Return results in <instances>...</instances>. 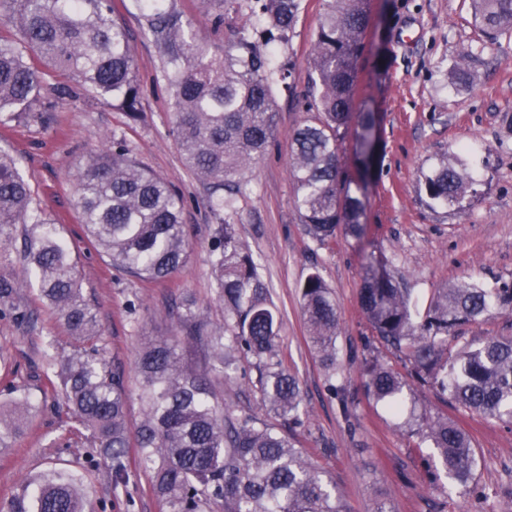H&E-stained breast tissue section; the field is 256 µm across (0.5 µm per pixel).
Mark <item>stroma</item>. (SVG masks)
Returning a JSON list of instances; mask_svg holds the SVG:
<instances>
[{
  "mask_svg": "<svg viewBox=\"0 0 512 512\" xmlns=\"http://www.w3.org/2000/svg\"><path fill=\"white\" fill-rule=\"evenodd\" d=\"M290 56L297 89L308 80L323 0H303ZM193 19L207 43L223 47L228 31L246 23L231 16L213 28L201 0H175ZM116 14L130 31V52L141 91V118L100 102L45 97L53 101L45 122L0 125V150L16 156L33 187L37 206L55 219L72 247L81 286L94 305L102 338L124 370H132L139 350L175 335L170 307L192 300L215 326L224 323L209 265L215 227L234 224L241 244L258 258L270 298L280 318L279 357L297 378L303 423L293 435L311 464L327 472L350 512H371L384 501L394 512H501L512 506V424L455 409L429 386L405 388L406 407L445 415L469 432L479 460L475 488L432 481L423 459L429 453L407 415L391 414L369 400L366 360L396 365L386 350L367 351L373 336L363 313L360 288L367 256H374L402 287L421 301L456 283L492 278L512 281V39H490L474 27L469 0H369L365 50L360 61L356 101L377 114L375 153L367 190L365 234L318 243L301 224L291 178L292 130L307 116V101L280 96L276 133L264 156L252 164L229 215L212 213L207 190L182 161L172 134L171 90L160 75V54L145 36L136 0H114ZM472 49L470 83L451 85L458 53ZM386 59L378 72L377 59ZM121 140L142 168L171 182L183 195L189 258L170 280L148 284L107 264L85 240L75 207L74 174L107 139ZM478 185L461 206L433 204L421 172L457 145ZM328 285L340 315L337 345L345 386L331 397L324 370L307 342L298 286L312 271ZM37 283L22 290L23 305L36 309L35 330L0 318V405L29 397L32 408L19 432L0 455V506L19 482L51 467L84 474L93 512H163L145 474L128 492L112 488V475L91 467L89 450L67 432L69 416L47 389L41 370L43 339L62 348L71 338L55 311L39 301ZM487 336H512V314L491 310L481 321L460 328L451 346ZM255 361L238 362L236 379L218 390L220 403L236 414H270L257 382Z\"/></svg>",
  "mask_w": 512,
  "mask_h": 512,
  "instance_id": "1",
  "label": "stroma"
}]
</instances>
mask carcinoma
<instances>
[{"label":"carcinoma","instance_id":"1","mask_svg":"<svg viewBox=\"0 0 512 512\" xmlns=\"http://www.w3.org/2000/svg\"><path fill=\"white\" fill-rule=\"evenodd\" d=\"M214 28L239 13L242 0H204ZM477 27L491 36L512 35V0H471ZM368 0H326L309 59L304 97L309 115L292 134L295 207L307 235L323 244L341 232L364 233L363 190L370 176L375 114L358 113L355 174L340 164L341 129L352 118L357 65L363 51ZM250 14L267 37L256 41L248 26L231 31L224 47L203 44L194 22L173 0H138L140 23L162 52V77L172 91V133L186 167L208 189L207 205L230 212L249 165L276 132L275 94L295 93L288 83L292 47L303 0H248ZM0 16L14 28L0 35V124L22 117L43 120L51 103L42 91L64 76L61 96L87 95L110 102L132 119L140 114L129 31L113 15L112 0H0ZM463 50L454 63L455 83H468ZM463 150L451 149L422 172L427 197L458 206L476 178L465 173ZM76 205L88 242L127 275L163 282L187 262L184 203L172 183L140 168L119 142L91 155L78 168ZM35 192L19 159L0 150V266L11 257L18 224H29L18 258L34 272L39 297L69 330L71 351L44 337L43 376L60 389L72 422L69 432L94 450L95 464L112 469L115 486L129 483L127 463L149 477L166 512H349L335 481L312 466L288 435L300 422L299 383L277 349L280 322L234 225L214 229L210 265L224 327L214 329L187 301L173 312L183 336L203 341V371L184 367L179 341L161 339L137 356L143 419L135 437L126 421L129 389L122 368L111 363L97 315L84 298L76 262L56 224L34 206ZM21 285L0 269V316L33 329L37 320L20 301ZM310 347L325 370L331 394L339 382L336 342L339 316L322 276L299 285ZM361 306L373 341L404 362L400 372L377 361L365 368L368 395L399 413L408 382L427 383L467 411L512 422V337L487 338L457 350L448 337L496 307L512 313V283L495 281L444 288L421 310L418 302L373 259L365 266ZM256 360L259 384L279 427L252 415L237 416L216 401L215 383L236 372L237 357ZM417 435L430 444L432 480L473 482L477 456L468 434L444 415L413 417ZM7 512H87L81 475L49 470L19 485Z\"/></svg>","mask_w":512,"mask_h":512}]
</instances>
